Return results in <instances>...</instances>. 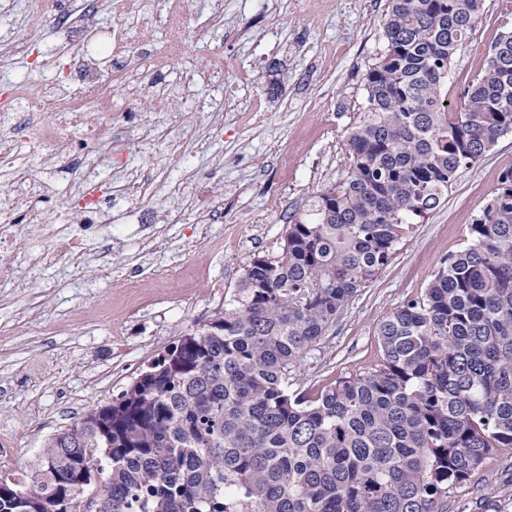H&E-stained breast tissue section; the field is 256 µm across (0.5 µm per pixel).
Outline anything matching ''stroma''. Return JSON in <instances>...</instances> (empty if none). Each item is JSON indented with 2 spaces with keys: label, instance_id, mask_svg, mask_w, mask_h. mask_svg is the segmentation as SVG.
<instances>
[{
  "label": "stroma",
  "instance_id": "35a3bbf8",
  "mask_svg": "<svg viewBox=\"0 0 512 512\" xmlns=\"http://www.w3.org/2000/svg\"><path fill=\"white\" fill-rule=\"evenodd\" d=\"M386 0H224V29L209 0H189L180 51L167 83L200 100L175 112L146 100L112 131L96 158L95 183L112 190L111 223L58 224L80 238L56 255L39 224L12 227L0 263L1 477L30 478L45 441L107 404L181 335L205 324L257 257L279 251L288 216L343 179L347 136L366 100L365 74L384 51ZM13 31L31 29L29 54L0 63V93L19 79L53 77L44 52L54 28H30L27 0H11ZM512 30V0H484V18L457 53L448 103L482 68L498 36ZM233 64L209 86L187 83L204 68L203 47ZM512 167V135L461 167L448 196L411 226L399 251L363 288L296 370V389L317 393L364 371L381 355L377 328L420 296L440 262L468 241L474 215ZM152 179L138 197L133 176ZM208 183L216 221L199 224L192 188ZM447 512H512V451L503 450L448 493Z\"/></svg>",
  "mask_w": 512,
  "mask_h": 512
}]
</instances>
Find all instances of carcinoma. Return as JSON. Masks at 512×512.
<instances>
[{"mask_svg":"<svg viewBox=\"0 0 512 512\" xmlns=\"http://www.w3.org/2000/svg\"><path fill=\"white\" fill-rule=\"evenodd\" d=\"M344 179L289 220L201 329L112 402L49 438L0 512H444L512 449V169L424 295L378 326L381 360L309 394L296 369L459 168L512 134V31L448 110L483 0H387Z\"/></svg>","mask_w":512,"mask_h":512,"instance_id":"carcinoma-1","label":"carcinoma"}]
</instances>
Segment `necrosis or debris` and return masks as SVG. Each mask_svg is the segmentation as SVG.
I'll use <instances>...</instances> for the list:
<instances>
[{
    "label": "necrosis or debris",
    "mask_w": 512,
    "mask_h": 512,
    "mask_svg": "<svg viewBox=\"0 0 512 512\" xmlns=\"http://www.w3.org/2000/svg\"><path fill=\"white\" fill-rule=\"evenodd\" d=\"M69 2L29 0L32 26L54 24L62 29L70 46L67 75L35 85L25 79L15 83L13 107L0 111V160L36 148L54 162L71 165L92 144L111 138L118 114L139 111L142 96L164 90L162 54L175 52L180 44L182 0H166L169 37L162 52L142 36L151 17H143L139 26L116 39L92 25L96 0H81L78 20ZM130 83L136 84L139 99L118 103L113 86Z\"/></svg>",
    "instance_id": "4bbe7bcc"
}]
</instances>
